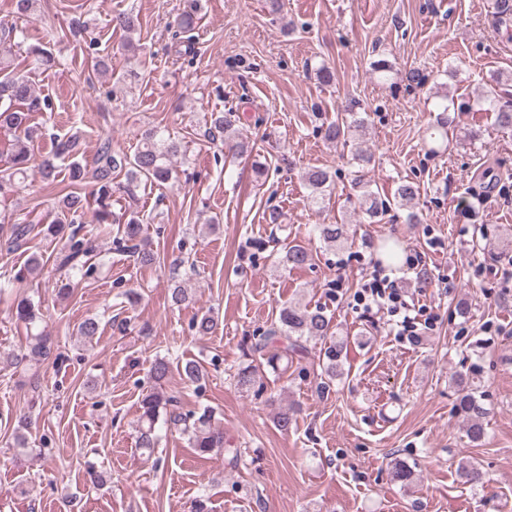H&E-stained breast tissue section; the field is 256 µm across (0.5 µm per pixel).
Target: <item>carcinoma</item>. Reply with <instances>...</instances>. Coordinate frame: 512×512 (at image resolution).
Wrapping results in <instances>:
<instances>
[{
  "label": "carcinoma",
  "instance_id": "obj_1",
  "mask_svg": "<svg viewBox=\"0 0 512 512\" xmlns=\"http://www.w3.org/2000/svg\"><path fill=\"white\" fill-rule=\"evenodd\" d=\"M199 0H186L178 21L180 41L176 42L175 53L180 57H192L195 54L193 31L196 28ZM495 15L498 31L508 41H512V0H495ZM110 23L114 28L124 32L135 30L137 17L130 12H120L112 16ZM69 31L75 36L87 32L89 28L86 12L82 6H77L68 21ZM22 30L14 25L0 26V129L13 133L14 143L11 154L10 173L0 177V195L4 196L16 188V177H23L28 170L30 146L38 137L36 130L30 127L32 114L53 111L51 99L36 93L29 77L16 71L14 67V48L20 46L19 34ZM486 111L494 114L495 124L507 130H512V105L502 104L497 94L490 93L482 99ZM235 113L229 109L226 112L211 113V128L220 133L232 130L235 125ZM365 126V119L355 112H347L344 118L329 124L325 137L330 141H348L352 133ZM78 144V137L71 135L55 139L52 156L46 158L39 174L44 182H53L59 175L57 159H66L73 155ZM180 151V145L164 136L158 129H151L137 151L132 155L112 150V141L106 139L101 144L96 160V167L87 171L80 161L74 160L68 165L69 177L73 182H83L87 174H92L96 186L99 209L95 212L94 221L97 224H118L120 219L112 214L109 199L112 196V180L114 174L125 173V192L128 197H134V191L143 183L161 185L173 178L170 159ZM332 175L323 169H311L302 174V180L312 191L311 200L320 203V194L326 184L331 182ZM352 186L360 189L356 195L359 210L375 218L388 212L391 206L408 209L407 221L410 224L421 222L420 214L415 210V200L419 197V187L411 182L400 183L389 199L372 188L371 181L361 175L355 176ZM60 209L66 221H60L49 227V231L57 236L67 234L65 254L62 264L68 270L83 277L90 274L92 266L90 256L94 251L92 240L81 233L85 218L84 198L77 192L66 194L59 201ZM32 224L12 225L11 235L6 241V250L15 251L23 246L32 232ZM319 238L327 245H334L345 240L346 230L343 224H317ZM143 224L138 213L131 212L129 219L123 223L120 237L115 241L117 250L126 252L140 262L150 264L155 260L154 253L147 250L143 243ZM313 254L306 247L294 244L286 248L281 262L290 268H300L311 264ZM42 270L39 259L29 258L23 269L15 275L7 274L0 281V292L9 286H14L28 275H37ZM15 318L25 325H33L38 319V308L31 299L21 297L15 305ZM330 321L324 311L316 308L309 309L299 304H287L280 310L278 320L270 328L258 336L250 337L249 351L257 355L272 371L280 370L281 362L290 356H300L306 352V343L320 339L324 341L323 359H325V374L328 378L336 376L343 346L329 336ZM57 343L53 337L46 334H36L31 337L27 352L18 361L39 363L49 358L54 362L63 360L62 353H54ZM257 366L249 364L238 369L234 375L236 384L250 390L256 383ZM454 412L460 418L466 431L473 441L484 437V422L489 411L476 399L469 386L458 382L457 397ZM165 414V423L181 431L188 437L191 447L202 454L224 447V431L214 423L213 411L204 408L199 412L180 411L178 401L172 396H165L158 391L147 393L141 400L138 420L139 447L153 450L156 445V425L160 414ZM458 471L465 482L475 485L482 481V473L469 461H460Z\"/></svg>",
  "mask_w": 512,
  "mask_h": 512
}]
</instances>
